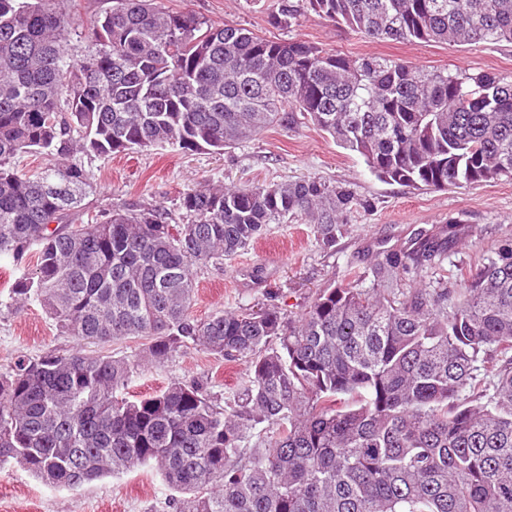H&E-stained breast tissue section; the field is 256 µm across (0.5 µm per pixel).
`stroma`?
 <instances>
[{
	"mask_svg": "<svg viewBox=\"0 0 512 512\" xmlns=\"http://www.w3.org/2000/svg\"><path fill=\"white\" fill-rule=\"evenodd\" d=\"M173 12L193 13L215 25L250 29L267 38L295 37L331 52L349 56L402 59L428 72L490 71L512 74V42H479L459 46L438 43H397L350 32L313 11H305L292 31L274 27V0H159ZM107 0H62L69 22L73 57L85 55L88 36ZM97 188L91 206L116 208L152 204L174 212L183 194L205 185H270L320 177L340 183L363 201L353 211L335 246L324 248L309 225L293 220L269 225L252 248L227 258L223 267L194 272L192 314L208 317L221 310L262 305L266 292L287 318L299 319L325 288L349 273H363L377 251L409 247L417 233L434 230L448 219H460L467 231L463 244L450 250L449 282H456L480 257L512 237V181L479 183L435 190L378 179L357 154L306 123L288 127L274 123L252 140L224 152L184 153L172 147L128 150L89 160ZM35 253L24 263L0 258V370L22 357L67 354L130 356L141 342L128 339L104 345H80L63 333L36 300L13 302L19 277L32 272ZM247 369L243 360L227 361L190 349L169 362L136 369L126 396L135 399L158 391L174 380L204 378L216 393L237 390ZM170 491L161 479L138 470L92 480L81 487L52 488L17 465L0 468V512H160Z\"/></svg>",
	"mask_w": 512,
	"mask_h": 512,
	"instance_id": "obj_1",
	"label": "stroma"
}]
</instances>
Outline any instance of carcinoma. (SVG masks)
I'll return each mask as SVG.
<instances>
[{
	"label": "carcinoma",
	"mask_w": 512,
	"mask_h": 512,
	"mask_svg": "<svg viewBox=\"0 0 512 512\" xmlns=\"http://www.w3.org/2000/svg\"><path fill=\"white\" fill-rule=\"evenodd\" d=\"M373 39L512 42V0H276ZM59 0H0V256L35 270L12 289L64 332L133 357L21 358L0 372V467L78 488L139 468L167 512H512V238L453 290L448 220L322 290L300 320L274 304L192 316L194 268L301 217L331 248L362 205L313 177L200 187L183 223L157 205L91 213L80 157L171 146L222 151L276 121L312 122L378 178L442 189L512 179V75L427 72L296 38L215 26L157 0H112L70 57ZM52 163L23 174L14 159ZM248 369L122 396L133 371L189 349Z\"/></svg>",
	"instance_id": "1"
}]
</instances>
